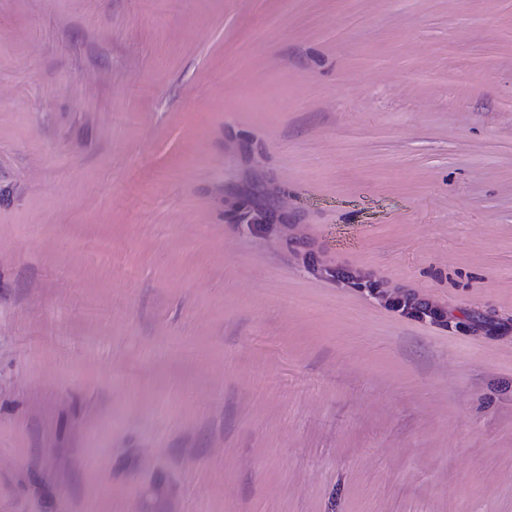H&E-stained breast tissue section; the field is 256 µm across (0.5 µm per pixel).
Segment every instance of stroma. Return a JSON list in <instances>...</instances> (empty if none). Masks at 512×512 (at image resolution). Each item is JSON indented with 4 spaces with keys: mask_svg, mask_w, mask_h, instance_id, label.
<instances>
[{
    "mask_svg": "<svg viewBox=\"0 0 512 512\" xmlns=\"http://www.w3.org/2000/svg\"><path fill=\"white\" fill-rule=\"evenodd\" d=\"M508 100L512 0H0V512H512ZM396 306L403 311H409L417 316L424 315L430 318H442L443 313L433 307L428 301L418 298L416 295H408L403 300L398 299Z\"/></svg>",
    "mask_w": 512,
    "mask_h": 512,
    "instance_id": "stroma-1",
    "label": "stroma"
}]
</instances>
